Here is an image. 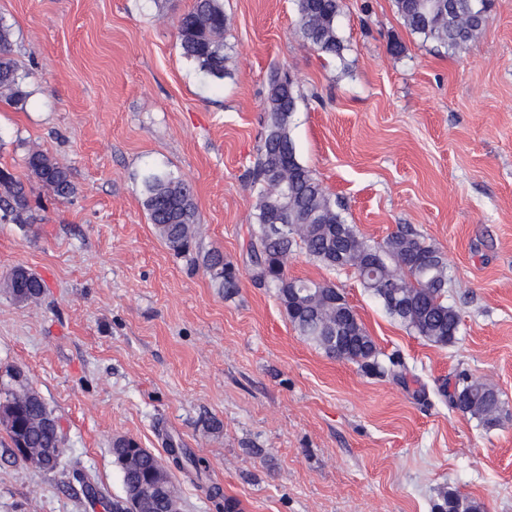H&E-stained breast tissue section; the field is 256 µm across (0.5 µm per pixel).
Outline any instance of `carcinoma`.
Here are the masks:
<instances>
[{"mask_svg":"<svg viewBox=\"0 0 512 512\" xmlns=\"http://www.w3.org/2000/svg\"><path fill=\"white\" fill-rule=\"evenodd\" d=\"M297 33L311 50L327 57H339L344 44L338 34L337 20L341 0H295ZM404 25L425 40L453 51L470 49L484 30L488 19L486 4L475 0H394ZM230 18L221 0H194L191 9L178 20V38L183 55L213 80H222L227 71L224 55V30ZM24 76L12 58L11 29L0 21V94L14 103L26 97ZM298 99L297 83L285 71L270 73L265 98L266 131L252 169L258 185L255 219L257 230L251 244L259 247L250 257L251 279L264 288L275 289L294 330L305 341L325 354L365 367L378 369L375 342L361 322L349 326L357 339L351 349L338 346L336 287L309 279L288 276L286 260L299 247L326 267L346 269L375 257L374 276L362 280L364 288L378 297L389 315L422 339L441 346L455 342L460 324L458 311L446 300L448 262L435 247L426 244L411 230H401L379 245L370 244L345 223L336 210V202L322 183L297 157L290 135V124ZM27 169L38 181L66 198L73 194L70 171L47 154L28 155ZM288 185V196L279 193L280 184ZM143 205L157 237L173 251L189 250L193 225L197 222L194 194L182 179L157 167L145 170L141 181ZM279 211L285 224H298L297 230L279 235L267 224L268 217ZM17 224H38L29 189L23 179L0 168V219ZM202 265L219 292L231 294L238 288L235 267L224 261V253L211 250L202 257ZM10 276L17 278L11 298L29 303L44 294L43 280L30 270L17 266ZM312 285L319 295L293 292ZM455 396L465 403L463 413L487 427L500 423L502 402L498 391L488 385L462 380ZM25 386L0 390V402L16 410L22 433L7 430L11 442L25 439L30 455L40 456L44 448H61L63 437L42 426L50 412L46 403L29 396ZM165 453L171 456L175 470L201 477L199 459L173 438H168ZM113 463L120 470L124 497L112 501V512H171L179 500L173 473L161 459L130 437L112 441ZM435 512H481V506L455 492H446Z\"/></svg>","mask_w":512,"mask_h":512,"instance_id":"carcinoma-1","label":"carcinoma"}]
</instances>
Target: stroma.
Listing matches in <instances>:
<instances>
[{
    "label": "stroma",
    "instance_id": "stroma-1",
    "mask_svg": "<svg viewBox=\"0 0 512 512\" xmlns=\"http://www.w3.org/2000/svg\"><path fill=\"white\" fill-rule=\"evenodd\" d=\"M193 0H0L27 97L0 100V168L26 178L38 224L0 221V376L18 369L60 417L63 462L123 495L112 440H180L202 480L176 473L182 512H434L446 490L512 512V0H493L475 45L454 52L403 25L393 0H343L342 56L305 48L294 0H223L228 75L182 53ZM400 43L393 53L392 43ZM289 71L300 161L370 243L412 229L448 262L457 340L437 346L392 318L349 269L302 249L290 276L334 285L405 380L327 357L251 279L248 172L265 133L267 79ZM67 167L71 198L28 175L29 152ZM187 180L189 253L156 236L140 177ZM239 270L224 297L192 256ZM41 277L14 303L9 271ZM465 375L505 414L488 429L440 392ZM223 428L212 431L210 419ZM0 512H104L69 476L13 455L0 428ZM13 276L17 278V282L16 288H12L13 291H11L8 282ZM7 288L14 302L29 303L37 300L40 295L44 294L45 285L38 275L25 267L17 266L8 277Z\"/></svg>",
    "mask_w": 512,
    "mask_h": 512
}]
</instances>
